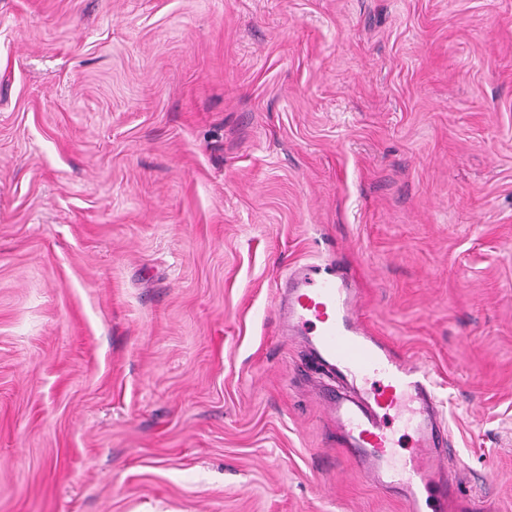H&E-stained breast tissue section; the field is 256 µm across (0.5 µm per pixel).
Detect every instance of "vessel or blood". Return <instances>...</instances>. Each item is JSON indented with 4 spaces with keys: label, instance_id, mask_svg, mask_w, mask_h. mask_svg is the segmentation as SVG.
<instances>
[{
    "label": "vessel or blood",
    "instance_id": "b4317fda",
    "mask_svg": "<svg viewBox=\"0 0 512 512\" xmlns=\"http://www.w3.org/2000/svg\"><path fill=\"white\" fill-rule=\"evenodd\" d=\"M278 317L342 384L325 397L345 460L406 512H477L449 476L448 434L421 364L368 330L345 272L307 264L280 284Z\"/></svg>",
    "mask_w": 512,
    "mask_h": 512
}]
</instances>
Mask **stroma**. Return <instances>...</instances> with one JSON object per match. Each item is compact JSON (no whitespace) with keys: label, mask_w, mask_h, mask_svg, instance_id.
Here are the masks:
<instances>
[{"label":"stroma","mask_w":512,"mask_h":512,"mask_svg":"<svg viewBox=\"0 0 512 512\" xmlns=\"http://www.w3.org/2000/svg\"><path fill=\"white\" fill-rule=\"evenodd\" d=\"M336 258L512 512V0H0V512H403L275 314Z\"/></svg>","instance_id":"obj_1"}]
</instances>
